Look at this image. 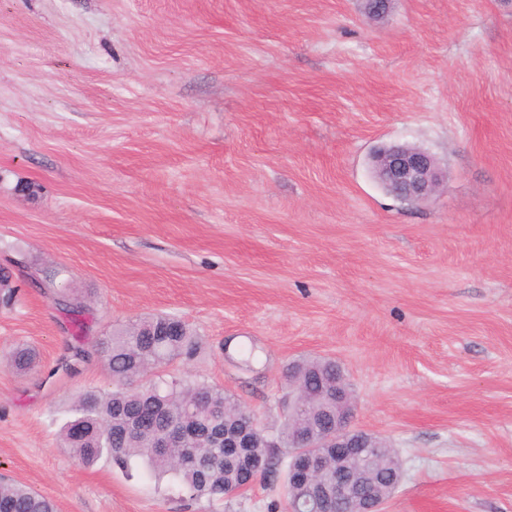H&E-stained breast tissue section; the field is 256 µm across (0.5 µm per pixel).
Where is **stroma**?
I'll use <instances>...</instances> for the list:
<instances>
[{"label": "stroma", "mask_w": 512, "mask_h": 512, "mask_svg": "<svg viewBox=\"0 0 512 512\" xmlns=\"http://www.w3.org/2000/svg\"><path fill=\"white\" fill-rule=\"evenodd\" d=\"M410 144L444 176L426 201L372 177ZM0 478L59 512H285L282 484L217 505L170 480L73 465L53 415L110 387L65 368L173 314L191 375L278 429L286 368L339 361L354 423L392 445L385 512H512V0H0ZM260 360L239 364L240 346ZM36 349V371L4 355ZM67 288H60L59 299L56 303L61 310L74 315L73 318V330H72V338L77 341L80 338V335L83 333L84 324L79 320V316H81L85 312V305L81 298L73 293H68Z\"/></svg>", "instance_id": "1"}]
</instances>
